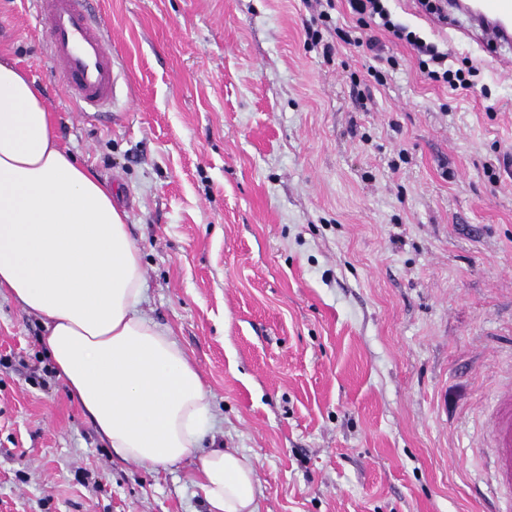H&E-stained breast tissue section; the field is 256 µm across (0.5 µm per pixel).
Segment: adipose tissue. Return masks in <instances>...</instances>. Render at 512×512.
Here are the masks:
<instances>
[{
    "label": "adipose tissue",
    "mask_w": 512,
    "mask_h": 512,
    "mask_svg": "<svg viewBox=\"0 0 512 512\" xmlns=\"http://www.w3.org/2000/svg\"><path fill=\"white\" fill-rule=\"evenodd\" d=\"M127 213L63 147L40 91L0 59V290L44 323L56 370L120 458H193L209 512H257L253 458L204 447L211 400L171 330L145 318Z\"/></svg>",
    "instance_id": "ef3b65f1"
}]
</instances>
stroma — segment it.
<instances>
[{"mask_svg": "<svg viewBox=\"0 0 512 512\" xmlns=\"http://www.w3.org/2000/svg\"><path fill=\"white\" fill-rule=\"evenodd\" d=\"M111 109L77 115L32 0L0 53L61 144L128 215L149 320L212 395L208 436L256 463L258 512H490L486 412L512 384V46L484 65L465 16L399 20L480 61L473 88L305 40L304 0H100ZM381 70L383 81L371 76ZM0 296V512H207L190 461L153 470L98 435Z\"/></svg>", "mask_w": 512, "mask_h": 512, "instance_id": "obj_1", "label": "stroma"}]
</instances>
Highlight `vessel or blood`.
Segmentation results:
<instances>
[{
  "label": "vessel or blood",
  "mask_w": 512,
  "mask_h": 512,
  "mask_svg": "<svg viewBox=\"0 0 512 512\" xmlns=\"http://www.w3.org/2000/svg\"><path fill=\"white\" fill-rule=\"evenodd\" d=\"M92 0H35L44 25L47 49L62 77V88L81 111L111 104L115 94L117 60L103 23L94 15ZM471 26L479 30L490 47L488 64H496L498 47L512 43V0H472L462 7ZM494 441V481L507 490L505 501L494 512H512V386L501 388L491 415Z\"/></svg>",
  "instance_id": "b4317fda"
}]
</instances>
